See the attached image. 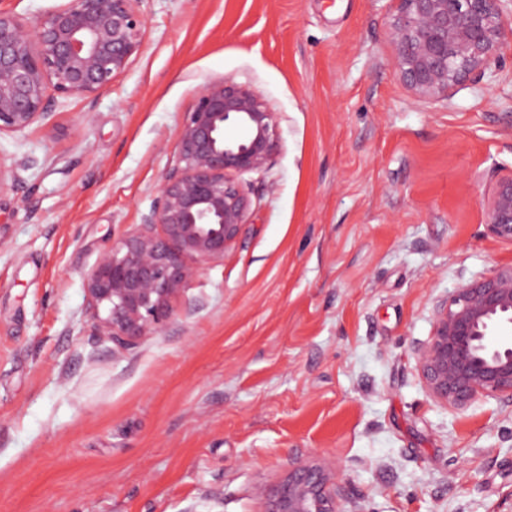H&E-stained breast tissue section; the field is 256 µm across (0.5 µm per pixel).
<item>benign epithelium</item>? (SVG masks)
I'll use <instances>...</instances> for the list:
<instances>
[{
  "instance_id": "benign-epithelium-1",
  "label": "benign epithelium",
  "mask_w": 512,
  "mask_h": 512,
  "mask_svg": "<svg viewBox=\"0 0 512 512\" xmlns=\"http://www.w3.org/2000/svg\"><path fill=\"white\" fill-rule=\"evenodd\" d=\"M141 0H68L33 23L0 11V136L52 116L61 97L95 99L143 45ZM391 65L421 102L450 103L480 85L512 41V0H391ZM280 150L276 113L247 83H206L180 122L176 163L141 221L85 275L95 328L120 350L174 317L202 266L219 262L247 224L250 203L236 178L266 169ZM486 232L512 245V174L492 185ZM427 394L455 411L512 399V263L457 288L433 306L432 334L415 351ZM255 494L264 512H366L344 507L326 461H290L272 490Z\"/></svg>"
}]
</instances>
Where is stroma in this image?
Instances as JSON below:
<instances>
[{
  "label": "stroma",
  "instance_id": "35a3bbf8",
  "mask_svg": "<svg viewBox=\"0 0 512 512\" xmlns=\"http://www.w3.org/2000/svg\"><path fill=\"white\" fill-rule=\"evenodd\" d=\"M390 0H141L143 47L94 102L0 136V512H263L289 460L367 512H512V400L434 402L435 300L512 262L485 229L512 173V46L490 85L416 101ZM278 117L240 176V241L160 333L116 350L85 273L149 210L209 81Z\"/></svg>",
  "mask_w": 512,
  "mask_h": 512
}]
</instances>
